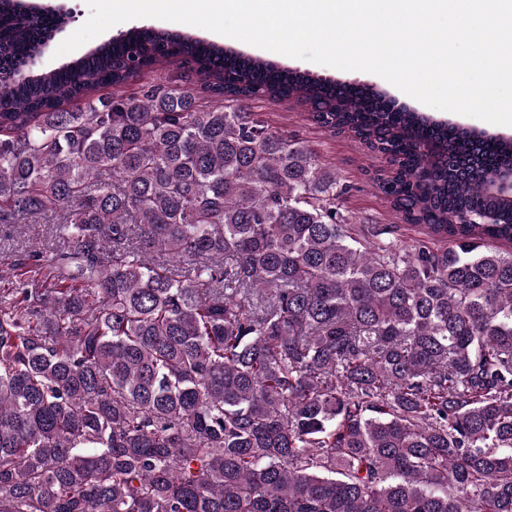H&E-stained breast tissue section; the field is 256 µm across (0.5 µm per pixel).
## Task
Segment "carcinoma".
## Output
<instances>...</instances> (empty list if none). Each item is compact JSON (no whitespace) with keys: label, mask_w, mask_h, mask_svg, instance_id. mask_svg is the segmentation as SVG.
<instances>
[{"label":"carcinoma","mask_w":512,"mask_h":512,"mask_svg":"<svg viewBox=\"0 0 512 512\" xmlns=\"http://www.w3.org/2000/svg\"><path fill=\"white\" fill-rule=\"evenodd\" d=\"M68 21L0 0V225L64 239L0 288V512H512V138L151 28L34 73ZM256 97L386 156L443 246ZM244 112H261L273 131L296 135L304 146L321 160L336 168L342 179L356 187L346 206L360 218H370L379 224H402L403 239H428L421 230L408 226L402 216L393 211L371 182L374 172L386 171L389 163L384 156L371 152L349 133L333 134L306 119L307 105L293 102L249 100L242 103ZM381 173H384V172Z\"/></svg>","instance_id":"obj_1"}]
</instances>
